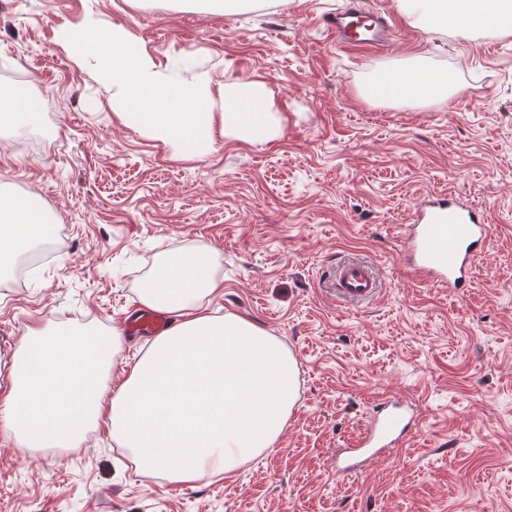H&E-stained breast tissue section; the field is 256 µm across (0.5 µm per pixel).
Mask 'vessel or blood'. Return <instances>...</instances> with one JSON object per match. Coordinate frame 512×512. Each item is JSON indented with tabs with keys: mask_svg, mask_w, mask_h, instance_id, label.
<instances>
[{
	"mask_svg": "<svg viewBox=\"0 0 512 512\" xmlns=\"http://www.w3.org/2000/svg\"><path fill=\"white\" fill-rule=\"evenodd\" d=\"M324 23L335 31L343 48L378 49L382 46L381 40L360 37L352 30L347 13L329 14ZM404 237L405 259L414 276L422 283L455 290L468 283L491 238V227L466 196L451 188L415 202ZM379 285L374 268L359 259L339 265L333 282L336 296L348 305L375 298ZM411 420L408 407L398 398L376 402L360 435L333 463V475L341 481L360 477L375 457L403 447V433Z\"/></svg>",
	"mask_w": 512,
	"mask_h": 512,
	"instance_id": "b4317fda",
	"label": "vessel or blood"
}]
</instances>
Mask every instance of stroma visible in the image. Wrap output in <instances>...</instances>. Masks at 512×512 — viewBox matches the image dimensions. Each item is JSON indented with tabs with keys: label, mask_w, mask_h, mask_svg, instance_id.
<instances>
[{
	"label": "stroma",
	"mask_w": 512,
	"mask_h": 512,
	"mask_svg": "<svg viewBox=\"0 0 512 512\" xmlns=\"http://www.w3.org/2000/svg\"><path fill=\"white\" fill-rule=\"evenodd\" d=\"M362 2L396 24L383 50L346 53L324 28L347 0H260L231 15L174 0H0V86L26 80L42 106L36 128L0 136V183L57 219L36 281L0 277V385L27 326L122 329L166 253L201 246L224 280L211 310L248 315L298 366L273 447L193 485L140 474L103 421L78 448L31 451L0 431V512H512V36L415 27L396 0ZM86 16L123 26L165 66L194 51L183 83L265 81L282 135L174 157L120 121L92 59L57 44L61 25ZM420 54L454 74L447 103L363 96L377 65ZM450 186L493 227L457 294L401 260L412 203ZM349 258L383 275L355 308L329 280ZM382 395L416 407L417 432L336 482L332 455Z\"/></svg>",
	"instance_id": "stroma-1"
}]
</instances>
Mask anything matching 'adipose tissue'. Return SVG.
<instances>
[{
  "instance_id": "1",
  "label": "adipose tissue",
  "mask_w": 512,
  "mask_h": 512,
  "mask_svg": "<svg viewBox=\"0 0 512 512\" xmlns=\"http://www.w3.org/2000/svg\"><path fill=\"white\" fill-rule=\"evenodd\" d=\"M413 24L443 32L512 35V0H397ZM57 42L92 58L112 87L123 124L194 159L219 138L266 143L286 119L265 83L251 80L214 98L206 85L182 84L120 26L94 19L62 25ZM452 73L421 65L384 66L366 88L389 103L440 104ZM41 105L29 90L0 97V134L36 126ZM55 217L32 195L0 187V274L45 238ZM208 247L171 250L138 290L142 307L172 316L116 389L109 373L123 347L116 329L47 320L28 326L0 385V427L22 448H75L106 422L137 468L171 483L195 484L237 470L271 448L297 400V364L285 345L247 315L210 311L224 283Z\"/></svg>"
}]
</instances>
